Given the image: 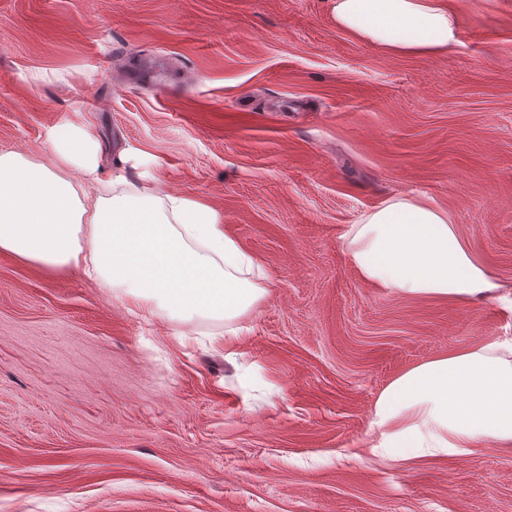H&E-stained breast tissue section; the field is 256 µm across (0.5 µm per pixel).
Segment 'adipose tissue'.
Returning a JSON list of instances; mask_svg holds the SVG:
<instances>
[{"label":"adipose tissue","mask_w":512,"mask_h":512,"mask_svg":"<svg viewBox=\"0 0 512 512\" xmlns=\"http://www.w3.org/2000/svg\"><path fill=\"white\" fill-rule=\"evenodd\" d=\"M337 27L398 56L456 43L458 0H330ZM47 154L0 151V253L50 272L82 266L127 305L154 317L240 320L265 290L259 260L230 237L209 205L131 187L117 174L91 194L99 145L62 118ZM347 258L359 278L408 298L474 302L498 288L447 210L393 197L347 225ZM372 429L386 452L465 456L485 441L512 446V347L484 342L416 364L378 397Z\"/></svg>","instance_id":"adipose-tissue-1"}]
</instances>
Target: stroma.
<instances>
[{"label":"stroma","mask_w":512,"mask_h":512,"mask_svg":"<svg viewBox=\"0 0 512 512\" xmlns=\"http://www.w3.org/2000/svg\"><path fill=\"white\" fill-rule=\"evenodd\" d=\"M459 5L457 44L393 56L329 0H0V151L69 117L103 181L150 159L267 275L231 336L1 253L0 512H512V447L370 452L395 377L512 311L384 292L342 238L424 196L512 289V0Z\"/></svg>","instance_id":"1"}]
</instances>
